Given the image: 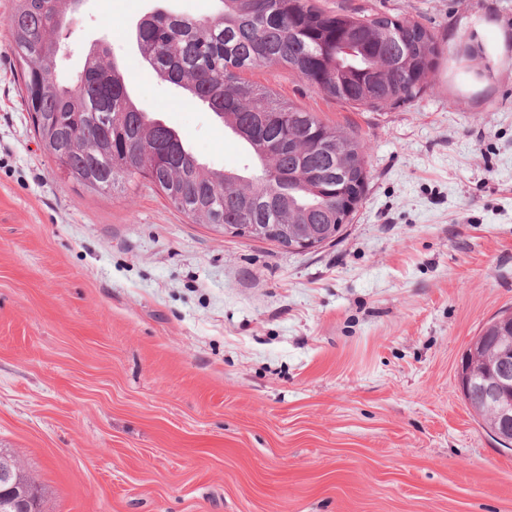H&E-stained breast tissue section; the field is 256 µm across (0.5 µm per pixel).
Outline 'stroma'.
Masks as SVG:
<instances>
[{"label": "stroma", "instance_id": "1", "mask_svg": "<svg viewBox=\"0 0 512 512\" xmlns=\"http://www.w3.org/2000/svg\"><path fill=\"white\" fill-rule=\"evenodd\" d=\"M318 2L422 22L440 54L402 107L252 73L367 146L341 240L292 250L193 223L145 182L112 195L61 176L0 0V449L41 482L43 512H512V447L456 383L512 308V0ZM158 8L216 2L84 0L61 82L105 40L200 162L251 164L132 44Z\"/></svg>", "mask_w": 512, "mask_h": 512}]
</instances>
